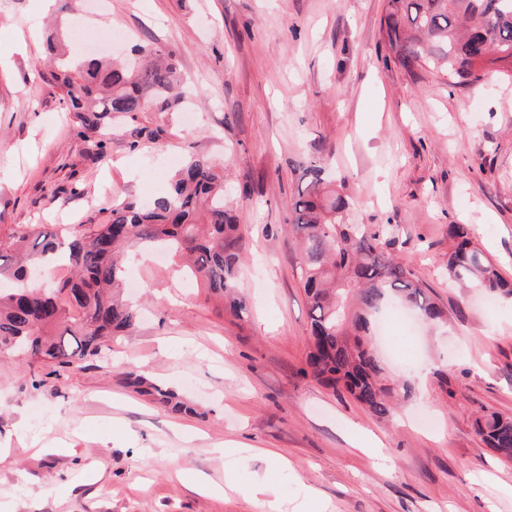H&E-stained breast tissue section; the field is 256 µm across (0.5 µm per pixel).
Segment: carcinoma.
<instances>
[{
  "label": "carcinoma",
  "instance_id": "cac0c4a2",
  "mask_svg": "<svg viewBox=\"0 0 512 512\" xmlns=\"http://www.w3.org/2000/svg\"><path fill=\"white\" fill-rule=\"evenodd\" d=\"M382 32L394 62L407 73L427 69L453 87L479 85L489 64L512 65V0H386ZM47 50L71 112L122 114L140 111L148 95L184 98L174 68L151 44L136 45L133 59L121 62L73 52L64 33L52 32ZM289 207L311 319L312 346L302 373L349 393L378 419H388L411 388L385 375L371 348L373 323L390 301L425 321L440 319L443 312L412 270L388 251L390 240L347 221L348 197L326 177L324 167L312 161L303 168ZM448 237L453 242L448 276L454 282H475L494 298L512 297V283L471 247L467 225H448ZM241 241V224L224 197V173L198 157L151 204H121L107 224H93L80 235L40 232L0 244V279L14 282L0 291V354L68 369L99 356L112 337L134 331L140 311L124 298L118 257L140 245L192 257L190 277L239 317L247 309L239 293ZM62 249L71 276L45 287L29 286V263L50 264ZM126 384L158 394V402L175 412L193 411L140 374L127 373ZM474 428L501 459L512 460V416L486 411Z\"/></svg>",
  "mask_w": 512,
  "mask_h": 512
}]
</instances>
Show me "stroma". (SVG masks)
Masks as SVG:
<instances>
[{
	"mask_svg": "<svg viewBox=\"0 0 512 512\" xmlns=\"http://www.w3.org/2000/svg\"><path fill=\"white\" fill-rule=\"evenodd\" d=\"M84 26L169 52L191 89L128 114L67 111L41 33L65 0H0V242L107 223L192 156L223 169L240 223L247 310L225 312L172 258L133 250L135 332L52 373L0 355V512H512V461L475 433L512 416V303L452 285L448 227L512 279V80L451 87L395 64L385 0H79ZM329 170L350 219L390 225L444 323L389 304L373 346L412 387L389 421L302 374L310 348L286 204ZM195 406L176 414L127 371ZM284 458L269 466L258 449ZM268 477L273 495L254 492ZM217 491L195 489L197 478Z\"/></svg>",
	"mask_w": 512,
	"mask_h": 512,
	"instance_id": "35a3bbf8",
	"label": "stroma"
}]
</instances>
